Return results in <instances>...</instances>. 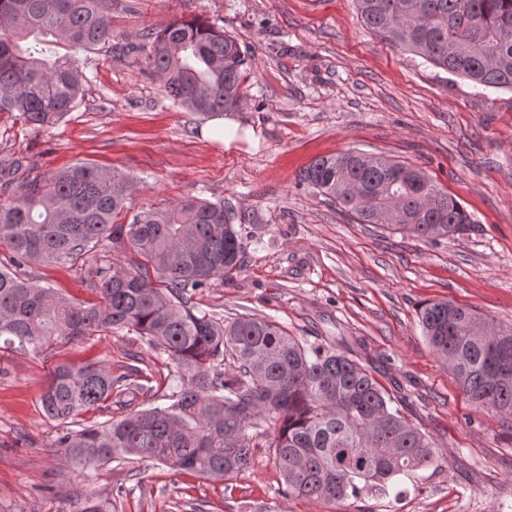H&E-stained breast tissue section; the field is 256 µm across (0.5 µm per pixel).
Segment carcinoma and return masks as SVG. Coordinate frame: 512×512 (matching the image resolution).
I'll list each match as a JSON object with an SVG mask.
<instances>
[{
  "mask_svg": "<svg viewBox=\"0 0 512 512\" xmlns=\"http://www.w3.org/2000/svg\"><path fill=\"white\" fill-rule=\"evenodd\" d=\"M365 26L391 47L482 87L512 90V0H356ZM112 41L105 0H0V112L48 129L83 95L75 55ZM46 44L68 52L44 56ZM166 95L203 117L241 106L245 55L224 30L175 20L135 47ZM358 224L393 226L438 242L472 216L425 171L358 151L314 159L298 176ZM132 182L88 164L24 181L0 204V342L38 351L59 338L133 333L177 368L164 407L102 425L66 428L54 444L79 466L156 460L176 472L221 478L262 449L288 497L344 502L382 497L435 461V444L394 405L354 355L308 343L277 321H230L193 303L242 268L235 215L221 202L183 199L118 218ZM128 248L127 269L101 253ZM95 264L97 302L77 303L33 281L46 263ZM430 346L480 408L512 416V327L498 328L449 300L418 312ZM230 367H224V362ZM102 363L56 367L41 398L63 424L126 392Z\"/></svg>",
  "mask_w": 512,
  "mask_h": 512,
  "instance_id": "carcinoma-1",
  "label": "carcinoma"
}]
</instances>
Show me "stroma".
Here are the masks:
<instances>
[{
  "label": "stroma",
  "mask_w": 512,
  "mask_h": 512,
  "mask_svg": "<svg viewBox=\"0 0 512 512\" xmlns=\"http://www.w3.org/2000/svg\"><path fill=\"white\" fill-rule=\"evenodd\" d=\"M111 45L77 54L84 94L46 131L0 112V156L32 180L78 162L130 176L140 211L186 197L223 201L245 244L241 271L195 295L227 318L266 316L307 342L360 355L404 416L437 446L402 495L331 502L287 497L263 453L221 478L151 460L74 465L63 426L40 398L60 364L101 362L113 375L139 355L132 393L81 413L90 426L168 404L167 355L124 331L58 340L40 352L0 345V512H512V419L477 408L429 347L416 311L429 300L512 327V91L473 85L392 48L355 0H112ZM224 28L246 55L243 104L223 122L168 98L129 52L174 20ZM226 119V120H227ZM347 150L421 168L471 214V230L434 244L358 224L299 173ZM32 275L93 301L89 267L42 264Z\"/></svg>",
  "instance_id": "35a3bbf8"
}]
</instances>
